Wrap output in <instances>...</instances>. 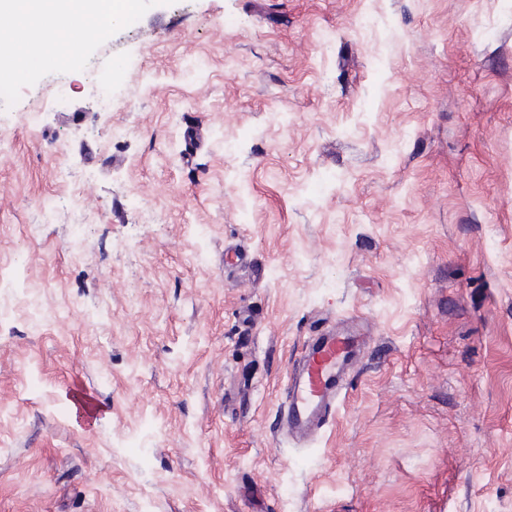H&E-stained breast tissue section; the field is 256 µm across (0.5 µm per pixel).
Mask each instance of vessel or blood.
<instances>
[{"mask_svg":"<svg viewBox=\"0 0 512 512\" xmlns=\"http://www.w3.org/2000/svg\"><path fill=\"white\" fill-rule=\"evenodd\" d=\"M360 345V337L341 331L311 338L290 375L287 399L280 408L281 426L289 437L302 441L323 427L342 394Z\"/></svg>","mask_w":512,"mask_h":512,"instance_id":"obj_1","label":"vessel or blood"}]
</instances>
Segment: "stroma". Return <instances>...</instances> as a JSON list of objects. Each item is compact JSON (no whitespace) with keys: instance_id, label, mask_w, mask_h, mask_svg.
Here are the masks:
<instances>
[{"instance_id":"1","label":"stroma","mask_w":512,"mask_h":512,"mask_svg":"<svg viewBox=\"0 0 512 512\" xmlns=\"http://www.w3.org/2000/svg\"><path fill=\"white\" fill-rule=\"evenodd\" d=\"M56 38L0 102V512H512V0ZM352 322L289 440V371ZM361 341V336L341 331L311 337L290 374L287 399L279 411L289 437L303 441L323 427L342 395Z\"/></svg>"}]
</instances>
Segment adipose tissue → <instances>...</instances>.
<instances>
[{
    "mask_svg": "<svg viewBox=\"0 0 512 512\" xmlns=\"http://www.w3.org/2000/svg\"><path fill=\"white\" fill-rule=\"evenodd\" d=\"M138 8L139 0H0V14L8 17L0 25V69L9 73L56 59L48 28L91 22L103 33Z\"/></svg>",
    "mask_w": 512,
    "mask_h": 512,
    "instance_id": "ef3b65f1",
    "label": "adipose tissue"
}]
</instances>
